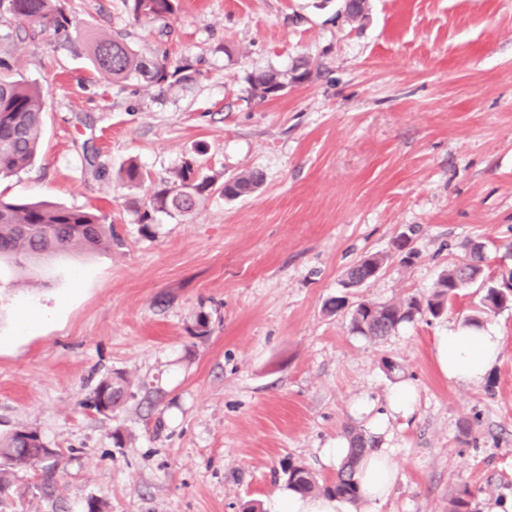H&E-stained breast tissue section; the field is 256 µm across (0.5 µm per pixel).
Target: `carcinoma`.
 Returning <instances> with one entry per match:
<instances>
[{"instance_id": "carcinoma-1", "label": "carcinoma", "mask_w": 512, "mask_h": 512, "mask_svg": "<svg viewBox=\"0 0 512 512\" xmlns=\"http://www.w3.org/2000/svg\"><path fill=\"white\" fill-rule=\"evenodd\" d=\"M136 19L161 23L160 35H171L168 20L176 14L178 0H126ZM11 16L39 25H48L66 42L85 40L95 70L114 82L137 81L146 87H163L190 79L187 66L169 61L168 54L146 57L133 50L119 35L89 37L70 30V20L59 0H0V10ZM9 59L0 58V178L9 177L31 166L38 155L44 125L45 104L39 90L23 79L10 75ZM311 73L310 62L303 60L286 74L271 68L251 77L254 92L275 97L288 82L301 83ZM264 181L258 171H247L224 181L223 194L235 200L254 194ZM207 183L199 179L194 164L187 161L173 182L156 192L150 201L154 210L191 212ZM112 225L101 222L96 214L81 209L48 203L7 201L0 198V260L22 267L32 254L48 250L52 254L93 251L112 244ZM470 260L442 272L427 298L410 297L397 303L359 302L350 311V329L366 338L390 335L400 325L423 316L438 318L465 288L486 285L481 299L490 311L512 306V274L489 285L480 279L483 245L465 244ZM129 382L122 374L102 380L93 393V406L104 404L112 412L128 396ZM367 441L360 435L350 440V453L331 481L319 478L300 461L283 463L282 473L288 490L302 496L322 494L337 496L356 503L361 499L355 477L358 461L366 451ZM61 453L47 447L33 431L17 430L0 438V502L14 493L11 474L16 468L41 472V480L28 487L34 498L51 500L59 496L55 476ZM473 492L467 486L458 490L450 501V512H472Z\"/></svg>"}]
</instances>
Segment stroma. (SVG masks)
Here are the masks:
<instances>
[{"mask_svg": "<svg viewBox=\"0 0 512 512\" xmlns=\"http://www.w3.org/2000/svg\"><path fill=\"white\" fill-rule=\"evenodd\" d=\"M63 3L73 28L122 33L193 78L112 83L83 43L0 15L14 74L46 106L34 165L0 197L95 212L121 239L0 263V435L29 429L61 452L57 501L14 497L0 512H85L100 498L110 512H279L282 462L333 478L324 448L369 435L358 402L384 410L401 380L415 410L376 439L399 475L354 512H448L465 486L473 512H512V306L484 312L469 288L441 318L381 340L325 309L341 295L426 296L467 261L468 240L485 245L486 281L512 271V0H367L357 22L341 0H180L167 39L124 0ZM301 57L306 81L255 95L252 75ZM132 160L145 178L129 187L117 172ZM187 161L212 188L191 213L141 224ZM247 170L263 173L261 189L225 199V179ZM374 253L379 273L344 290ZM471 319L502 334L480 387L448 382L434 359L449 325ZM115 372L131 395L105 416L92 392Z\"/></svg>", "mask_w": 512, "mask_h": 512, "instance_id": "1", "label": "stroma"}]
</instances>
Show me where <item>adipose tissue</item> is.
I'll return each instance as SVG.
<instances>
[{
	"label": "adipose tissue",
	"mask_w": 512,
	"mask_h": 512,
	"mask_svg": "<svg viewBox=\"0 0 512 512\" xmlns=\"http://www.w3.org/2000/svg\"><path fill=\"white\" fill-rule=\"evenodd\" d=\"M502 348L497 326L452 325L436 347L440 372L449 382L478 386L494 368ZM360 491L365 499L382 501L389 495L399 473V463L387 450L364 455L358 465Z\"/></svg>",
	"instance_id": "adipose-tissue-1"
}]
</instances>
